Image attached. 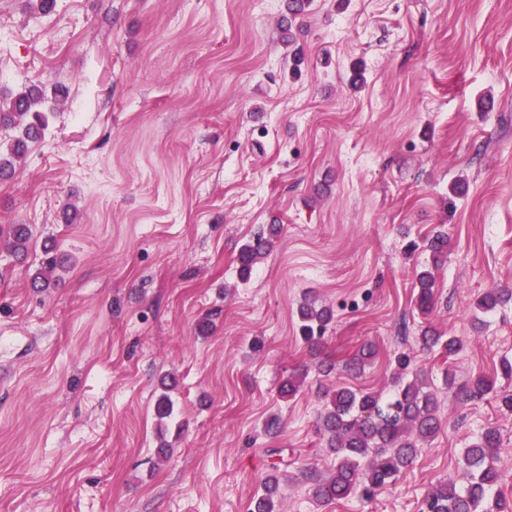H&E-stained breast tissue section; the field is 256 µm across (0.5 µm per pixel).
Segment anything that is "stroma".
Here are the masks:
<instances>
[{
    "mask_svg": "<svg viewBox=\"0 0 512 512\" xmlns=\"http://www.w3.org/2000/svg\"><path fill=\"white\" fill-rule=\"evenodd\" d=\"M0 0V100L39 85L48 128L0 182V512H242L285 449L282 512H420L499 429L512 500V413L468 398L512 360V0ZM277 225L248 280L240 247ZM448 234L436 309L415 305L424 243ZM54 245L58 287L31 278ZM330 307L319 353L303 296ZM213 329L200 336L197 323ZM462 339L448 360L425 326ZM363 373L322 376L362 344ZM413 353L441 429L392 485L318 505L335 460L321 390L388 395ZM306 373L300 393L278 387ZM175 383L171 420L154 405ZM278 417L277 437L263 425ZM6 249L16 258L28 254L33 238L32 228L29 224H14L6 232Z\"/></svg>",
    "mask_w": 512,
    "mask_h": 512,
    "instance_id": "obj_1",
    "label": "stroma"
}]
</instances>
